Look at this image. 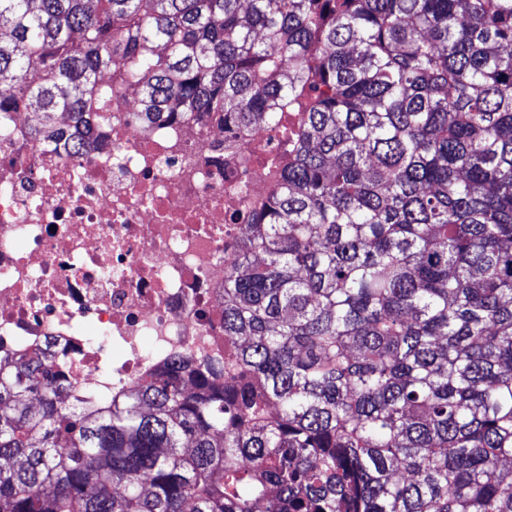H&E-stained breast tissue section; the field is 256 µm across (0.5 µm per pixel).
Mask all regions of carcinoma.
<instances>
[{"label":"carcinoma","mask_w":512,"mask_h":512,"mask_svg":"<svg viewBox=\"0 0 512 512\" xmlns=\"http://www.w3.org/2000/svg\"><path fill=\"white\" fill-rule=\"evenodd\" d=\"M299 104L224 372L0 363V512H512V0H0V125Z\"/></svg>","instance_id":"cac0c4a2"}]
</instances>
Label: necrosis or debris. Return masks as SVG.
Instances as JSON below:
<instances>
[{
	"mask_svg": "<svg viewBox=\"0 0 512 512\" xmlns=\"http://www.w3.org/2000/svg\"><path fill=\"white\" fill-rule=\"evenodd\" d=\"M131 89L88 144L0 134V361L44 352L72 392L177 360L224 363V267L288 162L280 128L134 123Z\"/></svg>",
	"mask_w": 512,
	"mask_h": 512,
	"instance_id": "1",
	"label": "necrosis or debris"
}]
</instances>
